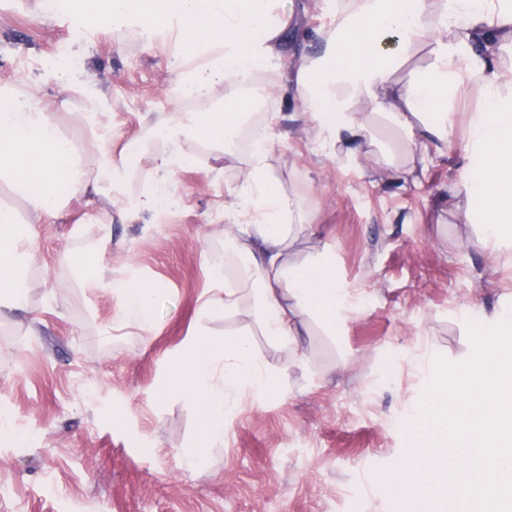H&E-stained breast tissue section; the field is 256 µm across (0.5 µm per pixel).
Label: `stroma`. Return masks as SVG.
I'll list each match as a JSON object with an SVG mask.
<instances>
[{
	"label": "stroma",
	"mask_w": 512,
	"mask_h": 512,
	"mask_svg": "<svg viewBox=\"0 0 512 512\" xmlns=\"http://www.w3.org/2000/svg\"><path fill=\"white\" fill-rule=\"evenodd\" d=\"M36 5L0 0V80L35 85L52 111L60 76L79 81L73 106L101 101L112 146L172 112L225 103L221 85L208 100L176 103L174 34L123 38L103 24L78 34L60 17L43 20ZM286 10L284 54H317L318 31L330 22L319 0H288ZM479 106L472 89L460 88L450 157L416 164L402 190L382 168L327 158L290 132L296 96L264 97L258 127L269 141L267 165L328 225L329 235L307 247L335 253L341 278L366 291L363 311L339 344L318 336L308 347L325 380L296 367L278 396L243 402L193 472L183 469L181 452L195 438L194 406L153 395L168 377L171 351L197 327L244 336L271 366L288 362L251 317L200 314L211 267L241 275L224 257V199L250 151L236 148L217 179L215 151L187 142L190 161L167 187L173 205L148 224L117 220V191L107 181L97 203L66 198L64 217L37 225L27 246L26 298L43 308L41 321L22 312L0 318V412L28 435L24 443L0 440V512H403L384 477L410 446L404 421L432 379L427 361L466 360L468 323L489 326L512 311V260L491 254L455 207L433 203L457 175ZM96 246L103 282L124 268L129 278L160 283L155 334L127 326L113 290L79 277L83 255ZM340 348L355 358L344 371L335 366Z\"/></svg>",
	"instance_id": "obj_1"
}]
</instances>
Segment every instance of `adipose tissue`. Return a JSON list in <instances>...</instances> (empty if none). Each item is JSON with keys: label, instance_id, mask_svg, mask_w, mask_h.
<instances>
[{"label": "adipose tissue", "instance_id": "ef3b65f1", "mask_svg": "<svg viewBox=\"0 0 512 512\" xmlns=\"http://www.w3.org/2000/svg\"><path fill=\"white\" fill-rule=\"evenodd\" d=\"M87 13L111 22L134 20L141 32L179 31L173 65L181 95L209 97L225 85L235 103L230 111L176 113L159 124L165 148L152 154L158 186L187 163L188 140H223L250 112L241 85L278 62L301 109L291 120L313 133L327 157L346 154L367 169L374 161L366 145L377 119L400 142L399 156L386 162L392 181H401L417 157L447 155L448 116L463 79L476 81L482 105L472 113L464 148L462 184L448 187V202L478 225L496 252L512 254V0H324L332 17L321 31L322 50L281 56L287 26L279 0H79ZM430 64L407 81L394 79L420 49ZM0 316L29 311L17 293L28 264L19 250L21 224L59 217V187L73 196L97 195L102 181L120 187L128 171L127 152L101 153L95 172L62 135L56 114L47 112L21 86H0ZM267 147L254 151L242 181L224 204V241L243 263L236 283L212 267L214 284L201 305L203 315L250 316L262 336L289 355L304 358L303 346L316 331L336 334L352 312L355 289L341 280L327 252L303 254L301 245L320 232L317 215L276 182ZM24 210H17L16 201ZM127 323L142 333L155 329L157 282L113 281ZM287 369H271L238 335L221 338L195 330L172 362L159 399L182 395L198 416L194 445L182 459L199 469L224 439V419L247 399L281 393Z\"/></svg>", "mask_w": 512, "mask_h": 512}]
</instances>
